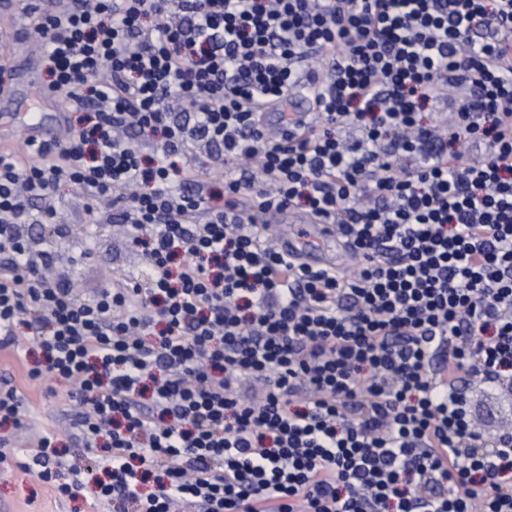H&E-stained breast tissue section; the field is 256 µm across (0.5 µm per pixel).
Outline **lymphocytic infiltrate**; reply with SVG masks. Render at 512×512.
Listing matches in <instances>:
<instances>
[{
  "instance_id": "obj_1",
  "label": "lymphocytic infiltrate",
  "mask_w": 512,
  "mask_h": 512,
  "mask_svg": "<svg viewBox=\"0 0 512 512\" xmlns=\"http://www.w3.org/2000/svg\"><path fill=\"white\" fill-rule=\"evenodd\" d=\"M32 13L72 108L59 138L0 153V347L69 385L76 437L108 462L93 489L63 480L53 426L37 478L100 505L150 485L138 512H512V425L482 431L466 396L512 388V0ZM295 90L323 123L265 138ZM464 139L483 154L462 162ZM217 147L254 178L197 164ZM63 182L148 283L117 272L80 299L54 276L29 227ZM297 205L355 270L273 244L260 216Z\"/></svg>"
}]
</instances>
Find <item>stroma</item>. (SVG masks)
I'll return each mask as SVG.
<instances>
[{"label":"stroma","mask_w":512,"mask_h":512,"mask_svg":"<svg viewBox=\"0 0 512 512\" xmlns=\"http://www.w3.org/2000/svg\"><path fill=\"white\" fill-rule=\"evenodd\" d=\"M15 12V38L7 49L17 64L11 85L13 94L0 97V114L32 111L40 94L48 90V77L40 64L39 36L29 17L18 14L17 0H0V8ZM87 205L83 195L64 187L60 190L55 221L67 225L73 234L66 239H55V271L66 275L69 286L82 298L92 296L104 288L111 272L125 271L141 276L146 265L140 255L130 250L123 237L113 227H105L93 237L76 235ZM10 380L25 397V408L34 427L25 431L26 437H35L40 424L55 422L62 431V459L94 477H103L94 452L78 443L69 432L70 418L77 411L76 401L69 399L64 383L56 380L30 381L27 367L9 350H0V381ZM85 499L70 500L58 497L53 488L42 483L33 474L16 465L0 464V512H88Z\"/></svg>","instance_id":"obj_1"}]
</instances>
